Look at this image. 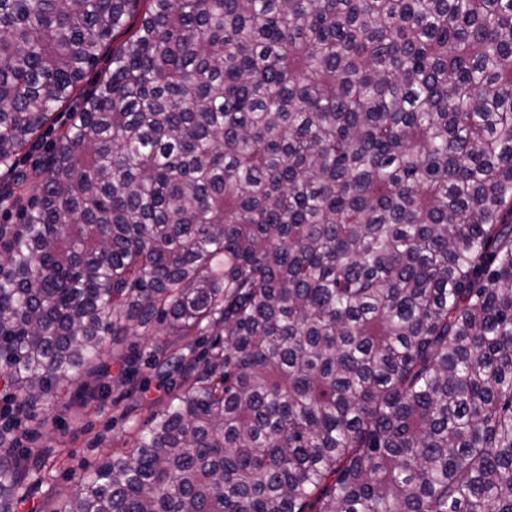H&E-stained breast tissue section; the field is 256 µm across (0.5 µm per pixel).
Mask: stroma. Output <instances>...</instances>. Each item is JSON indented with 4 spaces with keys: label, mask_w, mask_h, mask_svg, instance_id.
Instances as JSON below:
<instances>
[{
    "label": "stroma",
    "mask_w": 512,
    "mask_h": 512,
    "mask_svg": "<svg viewBox=\"0 0 512 512\" xmlns=\"http://www.w3.org/2000/svg\"><path fill=\"white\" fill-rule=\"evenodd\" d=\"M162 329L108 338L102 363L117 372L122 357L138 356L135 380L143 388L138 402L125 399L121 390L96 389L85 406H78V385L58 392L55 404L38 403L16 413L13 434L21 450L41 448L46 464L28 485L15 512H46L56 497L73 494L82 476L93 472L113 451L132 443L139 428L165 404L167 395L153 380L146 362L156 345L165 342Z\"/></svg>",
    "instance_id": "1"
}]
</instances>
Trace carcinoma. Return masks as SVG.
I'll list each match as a JSON object with an SVG mask.
<instances>
[{"mask_svg": "<svg viewBox=\"0 0 512 512\" xmlns=\"http://www.w3.org/2000/svg\"><path fill=\"white\" fill-rule=\"evenodd\" d=\"M0 170L6 400L170 336L52 512H512V0H0ZM111 59L112 55L109 51L104 52L101 55L97 66L93 70H89L86 74L85 78L81 83L80 88L72 98L73 101L65 103L61 110L57 112L58 118L56 126L48 130H46V127L44 129V134L41 140L39 141V146H34L33 148L27 149L19 156V170L34 171L43 166L44 162L48 157L47 148L55 140L59 126L68 121V112H73L75 110L76 105L82 101V99L76 100V98L79 96V93L83 95L90 94L97 88L98 84L107 76L109 71L112 69Z\"/></svg>", "mask_w": 512, "mask_h": 512, "instance_id": "carcinoma-1", "label": "carcinoma"}]
</instances>
